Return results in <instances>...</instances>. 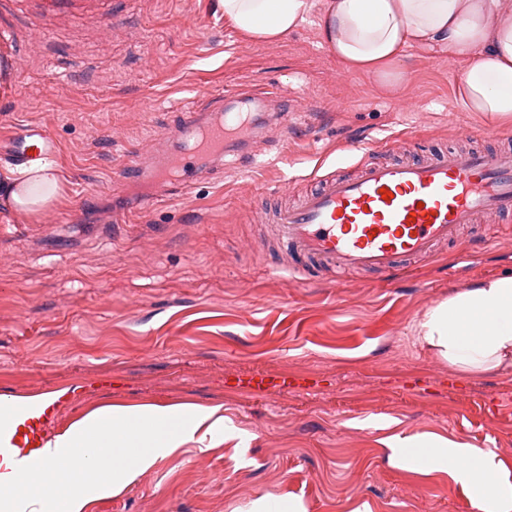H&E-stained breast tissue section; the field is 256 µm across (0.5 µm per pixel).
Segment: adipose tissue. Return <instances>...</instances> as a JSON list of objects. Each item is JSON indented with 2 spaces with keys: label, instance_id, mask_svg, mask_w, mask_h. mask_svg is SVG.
<instances>
[{
  "label": "adipose tissue",
  "instance_id": "adipose-tissue-1",
  "mask_svg": "<svg viewBox=\"0 0 512 512\" xmlns=\"http://www.w3.org/2000/svg\"><path fill=\"white\" fill-rule=\"evenodd\" d=\"M224 15L255 42L271 43L314 22L322 46L347 69L385 87L403 77L406 50L439 44L465 59L458 77L468 111L512 120V0H222ZM0 198L26 218L63 200L52 162L0 169ZM421 340L465 373L512 365V276L482 279L430 307ZM57 392L0 394V512H86L188 447L223 442L231 429L220 404L115 402L85 412L24 455L25 420L55 403ZM398 459L410 470L448 472L468 491L474 512H512V491L490 452L432 434L403 439Z\"/></svg>",
  "mask_w": 512,
  "mask_h": 512
}]
</instances>
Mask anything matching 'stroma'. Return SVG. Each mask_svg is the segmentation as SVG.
I'll return each mask as SVG.
<instances>
[{
    "label": "stroma",
    "instance_id": "obj_1",
    "mask_svg": "<svg viewBox=\"0 0 512 512\" xmlns=\"http://www.w3.org/2000/svg\"><path fill=\"white\" fill-rule=\"evenodd\" d=\"M117 9L107 38L90 18L28 25L22 73L0 48V167L14 126L47 127L65 194L51 224L0 202V255L13 259L0 266V394L62 391L57 431L114 400L223 404L240 437L186 449L88 512H234L284 495L306 512H472L461 484L401 467L389 439L484 448L512 479V366L461 372L416 330L438 302L512 275V223L470 229L393 277L294 278L271 270L260 218L348 170L349 144L391 139L400 154L484 132L494 148L512 123L466 111L464 63L442 46L408 48L404 82L385 88L340 64L310 22L257 43L220 0ZM258 88L274 96L249 112L247 157L203 166L148 206L144 184L115 188L183 111Z\"/></svg>",
    "mask_w": 512,
    "mask_h": 512
}]
</instances>
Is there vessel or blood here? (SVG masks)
I'll return each instance as SVG.
<instances>
[{
	"label": "vessel or blood",
	"instance_id": "1",
	"mask_svg": "<svg viewBox=\"0 0 512 512\" xmlns=\"http://www.w3.org/2000/svg\"><path fill=\"white\" fill-rule=\"evenodd\" d=\"M35 19L73 11L97 16L110 32L112 12L106 0H31ZM22 28L0 0V42L10 44ZM235 128L224 117L223 101L203 112L183 113L166 147L150 159L134 156L119 177L121 184L154 182L157 196L176 194L186 158L222 162ZM58 150L43 126L22 125L12 139V155L30 165ZM358 160L353 175L329 172L297 204L280 207L273 218L281 267L304 277L313 266L389 274L412 260L428 258L439 245L455 240L465 224L512 223V147L494 151L452 147L428 149L405 160L389 159L390 143L352 146ZM52 412L26 422L19 445L42 447Z\"/></svg>",
	"mask_w": 512,
	"mask_h": 512
}]
</instances>
